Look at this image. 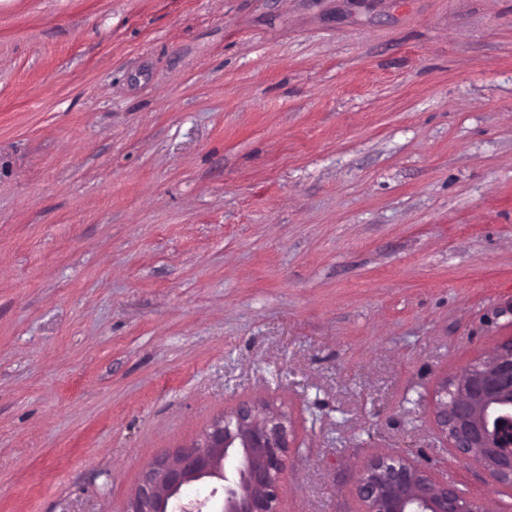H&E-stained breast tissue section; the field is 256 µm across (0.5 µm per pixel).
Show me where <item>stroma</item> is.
<instances>
[{
	"mask_svg": "<svg viewBox=\"0 0 512 512\" xmlns=\"http://www.w3.org/2000/svg\"><path fill=\"white\" fill-rule=\"evenodd\" d=\"M512 337V0H0V512H125L242 401L281 512L406 457Z\"/></svg>",
	"mask_w": 512,
	"mask_h": 512,
	"instance_id": "stroma-1",
	"label": "stroma"
}]
</instances>
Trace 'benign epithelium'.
Returning <instances> with one entry per match:
<instances>
[{"label":"benign epithelium","mask_w":512,"mask_h":512,"mask_svg":"<svg viewBox=\"0 0 512 512\" xmlns=\"http://www.w3.org/2000/svg\"><path fill=\"white\" fill-rule=\"evenodd\" d=\"M438 422L460 456L512 483V339L488 360L441 384ZM288 413L243 403L215 421L199 443L154 459L126 512H203L180 504L190 483L213 485L224 512H281L290 441ZM235 468L224 470V459ZM363 512H484L427 469L399 457L371 460L357 483Z\"/></svg>","instance_id":"7a95c632"}]
</instances>
